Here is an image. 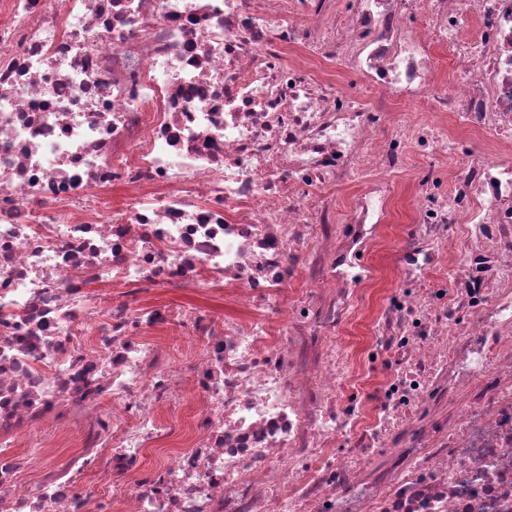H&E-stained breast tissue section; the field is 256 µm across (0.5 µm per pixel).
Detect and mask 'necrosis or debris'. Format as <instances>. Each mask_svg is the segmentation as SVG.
<instances>
[{
	"instance_id": "obj_1",
	"label": "necrosis or debris",
	"mask_w": 512,
	"mask_h": 512,
	"mask_svg": "<svg viewBox=\"0 0 512 512\" xmlns=\"http://www.w3.org/2000/svg\"><path fill=\"white\" fill-rule=\"evenodd\" d=\"M511 152L512 0H0V512H98L102 469L113 512H512ZM412 153L370 410L340 331ZM197 299L192 288L160 287L145 298L147 303L191 302Z\"/></svg>"
}]
</instances>
